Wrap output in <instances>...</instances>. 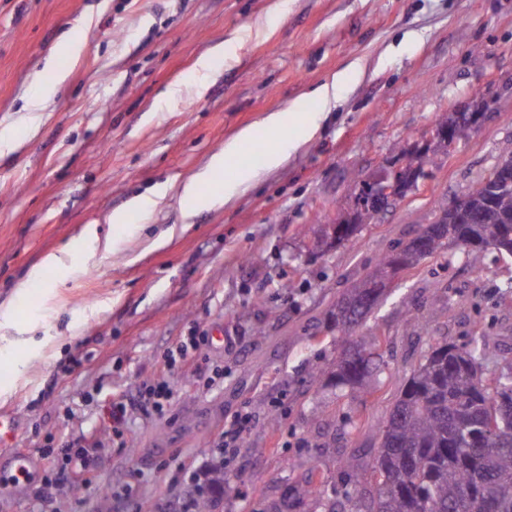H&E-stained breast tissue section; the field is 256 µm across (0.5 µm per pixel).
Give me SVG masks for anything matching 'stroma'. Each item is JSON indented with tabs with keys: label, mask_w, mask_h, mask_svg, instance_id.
I'll return each instance as SVG.
<instances>
[{
	"label": "stroma",
	"mask_w": 512,
	"mask_h": 512,
	"mask_svg": "<svg viewBox=\"0 0 512 512\" xmlns=\"http://www.w3.org/2000/svg\"><path fill=\"white\" fill-rule=\"evenodd\" d=\"M75 38L76 58L60 49ZM51 55L68 78L30 125ZM339 73L323 108L315 91ZM477 104L470 137L417 190L332 244L362 180ZM286 109L321 115L319 133L278 168L253 163L256 179L189 231L175 191L128 211ZM0 131L21 142L0 144V413L15 425L0 472L32 457L29 481L0 482V512H182L194 484L215 512H271L295 477L348 488L350 457L371 494L376 425L432 345L480 329L495 340L486 377L512 360V257L455 248L403 271L351 327L352 347L383 365L377 391L330 378L346 290L434 222L433 197L467 192L512 154V0H0ZM187 336L197 348L177 355ZM159 382L160 411L144 402ZM225 431L240 442L228 463L212 449Z\"/></svg>",
	"instance_id": "35a3bbf8"
}]
</instances>
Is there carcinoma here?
<instances>
[{
	"label": "carcinoma",
	"instance_id": "cac0c4a2",
	"mask_svg": "<svg viewBox=\"0 0 512 512\" xmlns=\"http://www.w3.org/2000/svg\"><path fill=\"white\" fill-rule=\"evenodd\" d=\"M465 196L479 223L427 225L436 231L429 255L462 241L479 250L490 242L512 256V187L480 184ZM406 258L404 248L388 252L366 279ZM381 296L382 289L361 283L348 289L336 304L341 332L364 319ZM490 345L491 337L479 336L464 345L445 339L431 347L378 428L370 503L349 491L336 499L304 479L291 491L306 512H512V361L485 378L482 360ZM381 372L380 362L356 351L342 354L335 377L366 395L378 387ZM187 494L194 512H211L212 498L197 488Z\"/></svg>",
	"mask_w": 512,
	"mask_h": 512
}]
</instances>
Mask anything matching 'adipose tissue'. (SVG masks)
<instances>
[{"mask_svg":"<svg viewBox=\"0 0 512 512\" xmlns=\"http://www.w3.org/2000/svg\"><path fill=\"white\" fill-rule=\"evenodd\" d=\"M296 121L297 117L292 110L273 112L262 120L259 127L244 129L235 138L226 142L223 150L211 157L203 171L191 176L183 184L181 204L184 216L190 218L199 210L224 203L228 195L247 187L254 180L255 175L252 170L247 168L235 170L231 168L230 163L245 145L255 140L258 130L281 135L282 140L279 146L267 154L265 164L270 169L282 165L287 160L289 152L296 147L295 142L284 138L285 133L295 125ZM219 174L224 177L223 191L210 190V183Z\"/></svg>","mask_w":512,"mask_h":512,"instance_id":"ef3b65f1","label":"adipose tissue"}]
</instances>
